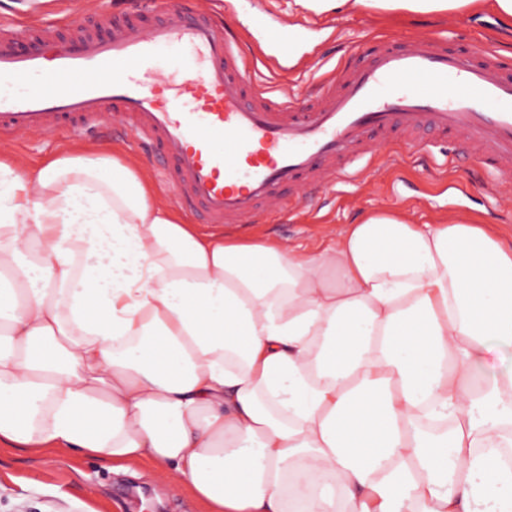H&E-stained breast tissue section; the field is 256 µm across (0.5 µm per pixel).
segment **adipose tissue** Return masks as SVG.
Here are the masks:
<instances>
[{
  "instance_id": "obj_1",
  "label": "adipose tissue",
  "mask_w": 512,
  "mask_h": 512,
  "mask_svg": "<svg viewBox=\"0 0 512 512\" xmlns=\"http://www.w3.org/2000/svg\"><path fill=\"white\" fill-rule=\"evenodd\" d=\"M153 194L104 154L0 161V449L147 462L206 512H512L511 243L374 213L306 254Z\"/></svg>"
}]
</instances>
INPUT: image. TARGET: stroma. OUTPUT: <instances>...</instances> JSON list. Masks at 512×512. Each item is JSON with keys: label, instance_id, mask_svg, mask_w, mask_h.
<instances>
[{"label": "stroma", "instance_id": "1", "mask_svg": "<svg viewBox=\"0 0 512 512\" xmlns=\"http://www.w3.org/2000/svg\"><path fill=\"white\" fill-rule=\"evenodd\" d=\"M200 7L223 10L224 23L239 37L246 57L274 53L263 28L288 23L289 0H192ZM435 33L451 43L465 44L491 34L496 46L512 52V20H500L490 10L476 15L416 14L365 8L325 20L309 16L291 47L303 58V68L272 74L252 69L251 74L272 90H286L299 101L314 94L324 75L338 61L372 39L391 35L412 37ZM431 149L415 156L405 142L380 147L372 160L354 167L360 176L352 184L328 187L290 205L281 215L269 213L257 223L214 229L194 214H187L203 235L221 233L237 241L275 240L307 253L322 251L337 232L377 211L402 212L415 224H441L464 217L512 237V195L497 186L489 174L477 173L463 162V140L438 143L434 133H423ZM103 149L133 162L152 180L158 202L176 205L177 199L155 173L153 151L143 150L130 137L95 132L30 134L21 139L0 136V158L23 168H37L66 151ZM453 166H446V159ZM440 171L438 185H430L424 166ZM0 512H202L190 491L173 492L143 464L132 472L109 471L102 462L80 453L31 455L0 451Z\"/></svg>", "mask_w": 512, "mask_h": 512}]
</instances>
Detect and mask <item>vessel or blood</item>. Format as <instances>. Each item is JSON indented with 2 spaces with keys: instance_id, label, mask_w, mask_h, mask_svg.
Wrapping results in <instances>:
<instances>
[{
  "instance_id": "1",
  "label": "vessel or blood",
  "mask_w": 512,
  "mask_h": 512,
  "mask_svg": "<svg viewBox=\"0 0 512 512\" xmlns=\"http://www.w3.org/2000/svg\"><path fill=\"white\" fill-rule=\"evenodd\" d=\"M121 18L60 37L53 23L0 28V135L80 129L118 118L164 152L161 176L203 223L249 224L288 208L294 192L353 179L349 166L376 143L431 130L461 138L477 169L512 187V66L491 49L422 35L387 38L337 66L306 104L247 73L222 18L191 0H153ZM191 65L167 73L164 56Z\"/></svg>"
}]
</instances>
